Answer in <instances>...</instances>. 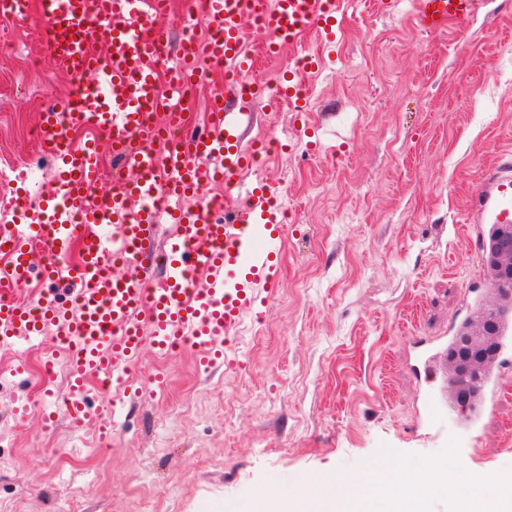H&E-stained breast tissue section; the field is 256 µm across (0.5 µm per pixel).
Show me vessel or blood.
I'll return each instance as SVG.
<instances>
[{"label":"vessel or blood","mask_w":512,"mask_h":512,"mask_svg":"<svg viewBox=\"0 0 512 512\" xmlns=\"http://www.w3.org/2000/svg\"><path fill=\"white\" fill-rule=\"evenodd\" d=\"M479 0H420L418 20L429 33L463 22ZM203 8L213 26L204 42L181 38L180 73L169 83L158 74L170 43L159 25L162 0H39L38 20L48 58L65 74L72 92L39 116L38 131L55 162L52 184L38 208L20 210L0 224V352L57 332V348L68 355L70 381L65 411L80 428L112 435L110 415L86 395L90 380L107 381L115 393L137 384L131 370L144 341L161 352L191 341L205 367L240 361L229 345L247 313H260L277 285L276 241L287 229L280 219L279 192L266 183L253 189L247 208L222 217L216 205L184 207L194 197L209 160L221 161L217 176L225 192L251 168L232 121L234 108L260 96L242 82L251 60L243 48L245 29L266 38L274 57L294 48L311 29L332 35L343 0H187V14ZM223 66L229 79L212 98L203 129L166 149L158 167L155 147L168 126L183 120L180 108L198 59ZM86 130L72 147L74 128ZM108 144L117 162L112 188L100 190L98 157ZM176 230L156 246L162 220ZM472 219L512 224V170L496 168L482 184ZM157 287H147L149 279ZM40 283L39 317L17 301L22 286Z\"/></svg>","instance_id":"1"}]
</instances>
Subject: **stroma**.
Masks as SVG:
<instances>
[{
	"mask_svg": "<svg viewBox=\"0 0 512 512\" xmlns=\"http://www.w3.org/2000/svg\"><path fill=\"white\" fill-rule=\"evenodd\" d=\"M418 0H349L335 42H301L321 57L297 112L255 99L240 118L244 149L260 135L280 150L241 185L278 187L291 220L282 273L261 318L246 316L234 348L247 364L197 369L145 346L141 391L115 409L111 441L46 416L39 367L52 341L29 347L28 377L8 376L0 432V512H213L270 475L304 480L363 473L380 445L429 456L459 440L468 473L512 464V362L505 389L479 419L427 420L413 372L418 345L448 344L475 307L491 303L483 242L466 214L495 165L512 163V0H481L476 16L430 34ZM0 168L28 163L23 187L40 202L55 167L29 135L52 85L36 17L0 20ZM27 405L25 426L13 410Z\"/></svg>",
	"mask_w": 512,
	"mask_h": 512,
	"instance_id": "stroma-1",
	"label": "stroma"
}]
</instances>
